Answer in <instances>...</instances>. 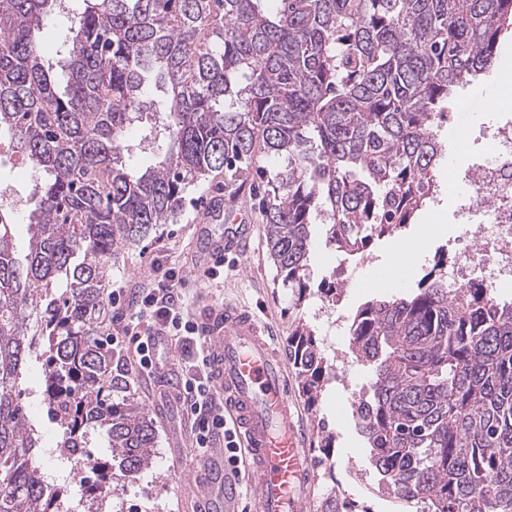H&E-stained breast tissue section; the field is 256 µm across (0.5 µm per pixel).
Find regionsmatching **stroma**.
Segmentation results:
<instances>
[{
  "label": "stroma",
  "mask_w": 512,
  "mask_h": 512,
  "mask_svg": "<svg viewBox=\"0 0 512 512\" xmlns=\"http://www.w3.org/2000/svg\"><path fill=\"white\" fill-rule=\"evenodd\" d=\"M438 190L435 202L429 203L417 217L418 223L437 225L431 247L415 254L413 268L404 282L385 281L372 290L361 288L363 280L374 271L389 266L388 249L395 239L412 241L410 230L398 238L374 241L364 260L345 258L331 247L326 228H312L311 275L312 293L303 303H296L290 290L276 276L275 267L265 246V230L257 216L252 187H245L234 203L224 201V180L215 178L191 188L177 223L161 225L156 233L140 242L121 258L106 282L107 288L125 287L120 308H113L111 298H104L96 335L107 340L113 332L114 316H130L137 300L136 291L151 278L154 266L174 269L179 277L175 287L191 321H200L208 308L234 302L252 309L273 331L275 347L280 354L288 352V338L297 324L304 323L314 331L334 373L326 386L317 411L298 403L297 411L311 456H318L317 419H324L336 441L324 464L315 466L313 497L337 492L346 502L355 504L358 512H415L405 502L382 494L368 463L369 450L357 430L351 403L366 383V368L354 362L349 352L345 325L355 310L370 297L398 296L411 293L419 280L431 270L441 247L459 233L452 224V197L462 191V184L448 181L447 166L436 172ZM246 210L252 212L255 226L245 255H226L223 267H216L207 248L209 239L223 236L225 226L209 218L214 210ZM218 277H211L212 268ZM338 277L342 291L335 302L320 296L319 290ZM46 359L34 356L29 362L19 387L18 402L29 422L42 437L41 471L48 483L67 487L71 494L82 493L73 479L72 466L60 446L55 423L42 402ZM113 372L126 373L128 390L150 413L157 439L155 457L150 468L136 477L123 480L107 501V512H200L208 488L201 477L207 458L192 446L191 416L186 405L164 393L158 375L135 372L134 364L113 358Z\"/></svg>",
  "instance_id": "1"
}]
</instances>
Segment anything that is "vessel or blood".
Masks as SVG:
<instances>
[{"instance_id": "1", "label": "vessel or blood", "mask_w": 512, "mask_h": 512, "mask_svg": "<svg viewBox=\"0 0 512 512\" xmlns=\"http://www.w3.org/2000/svg\"><path fill=\"white\" fill-rule=\"evenodd\" d=\"M250 225L212 240L214 253L242 250ZM200 329L209 345L208 371L246 451L253 490L251 512H308L312 463L295 419L283 361L267 339L269 329L233 304L212 308Z\"/></svg>"}]
</instances>
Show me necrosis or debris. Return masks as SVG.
I'll use <instances>...</instances> for the list:
<instances>
[{
    "instance_id": "4bbe7bcc",
    "label": "necrosis or debris",
    "mask_w": 512,
    "mask_h": 512,
    "mask_svg": "<svg viewBox=\"0 0 512 512\" xmlns=\"http://www.w3.org/2000/svg\"><path fill=\"white\" fill-rule=\"evenodd\" d=\"M460 134L485 152L454 164L465 189L454 211L462 233L448 258V285L466 286L476 275L499 296L512 291V110L492 123L461 126Z\"/></svg>"
}]
</instances>
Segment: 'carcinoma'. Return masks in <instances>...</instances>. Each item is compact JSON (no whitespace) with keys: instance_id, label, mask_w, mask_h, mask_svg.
<instances>
[{"instance_id":"obj_1","label":"carcinoma","mask_w":512,"mask_h":512,"mask_svg":"<svg viewBox=\"0 0 512 512\" xmlns=\"http://www.w3.org/2000/svg\"><path fill=\"white\" fill-rule=\"evenodd\" d=\"M52 2L0 0V133L36 172L22 259L15 212L0 205V512L69 502L44 481L16 398L39 352L69 454L95 425L119 478L152 463L145 409L98 397L127 389L94 327L123 250L176 223L190 187L222 174L232 201L253 177L270 257L303 302L313 225L352 257L433 198L450 105L493 69L512 22V0H77L60 31ZM136 123L157 152L143 171L126 162ZM446 263L351 319L349 351L369 373L355 419L387 494L422 512H512V300L479 281L448 288ZM288 356L318 410L328 361L309 326ZM319 512L354 510L330 494Z\"/></svg>"}]
</instances>
